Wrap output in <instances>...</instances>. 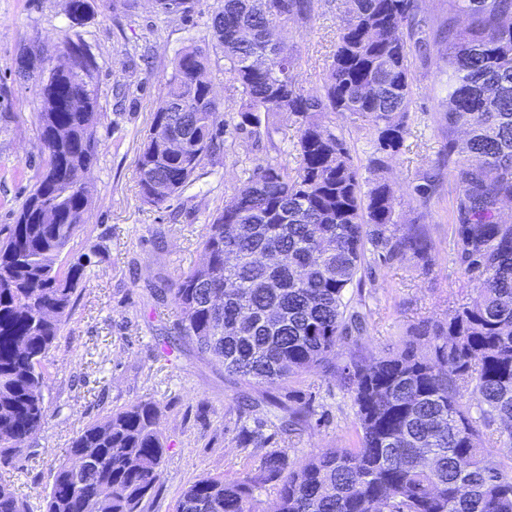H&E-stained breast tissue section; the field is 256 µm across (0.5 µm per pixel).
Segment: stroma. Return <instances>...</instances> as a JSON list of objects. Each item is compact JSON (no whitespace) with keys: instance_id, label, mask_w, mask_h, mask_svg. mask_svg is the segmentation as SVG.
Masks as SVG:
<instances>
[{"instance_id":"35a3bbf8","label":"stroma","mask_w":512,"mask_h":512,"mask_svg":"<svg viewBox=\"0 0 512 512\" xmlns=\"http://www.w3.org/2000/svg\"><path fill=\"white\" fill-rule=\"evenodd\" d=\"M67 3L0 0V225L12 223L39 156V101L18 76L22 57L38 47L61 54L66 36L84 35L100 64L104 111L101 146L87 175L92 202L69 246L73 258L93 248L99 254L50 350L46 424L26 440L20 454L0 461V481L38 506L51 469L64 460L79 431L142 399L160 407L168 443L165 479L144 512H173L188 484L239 475L258 466L267 451L285 452L295 462L321 448L355 447L351 397L333 375L312 369L276 390L241 382L180 335L176 307L154 296L155 288L193 268L210 215L265 155L264 146L229 137L205 175L180 198L158 208L139 193L137 158L163 92L161 78L179 51L207 36L215 0H195L183 18L163 16L154 0H131L130 6L114 10L105 0H91L92 12L78 25L70 22ZM316 4L310 25L281 30L284 45L299 60L296 83L308 95L322 91L345 11L344 0ZM420 16L428 43L413 59L409 134L403 152L390 159L387 176L402 227L423 229L434 262L424 266L409 253L391 260L368 254L362 282L348 295L352 307L366 313L369 329L340 342L341 363L358 348L376 355L400 351L414 326L446 320L478 286L456 258L460 187L456 173L441 161L448 140L447 91L440 73L448 50L443 35L448 0H423ZM119 85L132 90L121 103L113 94ZM323 122L345 135L356 164L366 168L375 150L368 122L332 112ZM425 173L435 177L437 189L422 202L413 188ZM245 398L253 405L243 413L238 404ZM305 406L307 420L283 430L282 417Z\"/></svg>"}]
</instances>
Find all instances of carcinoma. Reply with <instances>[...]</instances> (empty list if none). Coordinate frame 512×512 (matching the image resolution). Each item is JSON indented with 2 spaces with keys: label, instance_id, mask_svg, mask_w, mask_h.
I'll list each match as a JSON object with an SVG mask.
<instances>
[{
  "label": "carcinoma",
  "instance_id": "cac0c4a2",
  "mask_svg": "<svg viewBox=\"0 0 512 512\" xmlns=\"http://www.w3.org/2000/svg\"><path fill=\"white\" fill-rule=\"evenodd\" d=\"M165 16H186L194 0ZM89 0H68L79 24ZM418 0H348L323 93L296 86L297 59L266 37L272 25L306 24L313 0H217L210 40L176 57L138 155L139 192L160 207L182 195L224 146L226 122L207 73L211 54L241 105L235 130L279 148L270 116L301 117L296 167L268 156L211 215L194 267L157 297L171 296L178 328L224 371L256 385L279 386L320 367L351 396L358 430L353 448L317 451L299 463L281 451L233 478L190 484L174 512H262L255 491L273 484L276 512H512V471L492 466L490 449L512 447V0H448V142L461 184L455 245L474 297L445 322L424 321L397 354L353 355L336 365V347L367 320L348 310L361 282L367 247L393 258L410 252L432 262L423 231L399 229L395 196L383 172L404 143L412 108L413 48L422 43ZM64 49L78 65L34 79L40 111V163L15 221L0 226V458L46 421L48 354L72 309L92 254L63 264L86 221L92 190L85 175L97 160L104 116L99 63L81 37ZM267 59L265 69L249 65ZM326 112L358 115L376 135L362 179ZM192 129L187 150L164 148L169 120ZM248 224L247 237L236 225ZM288 254L285 265L252 260ZM282 312L271 323L266 313ZM476 402L478 417L470 412ZM160 409L139 400L97 420L74 438L50 472L40 512H144L164 480ZM0 512H31L0 484Z\"/></svg>",
  "mask_w": 512,
  "mask_h": 512
}]
</instances>
